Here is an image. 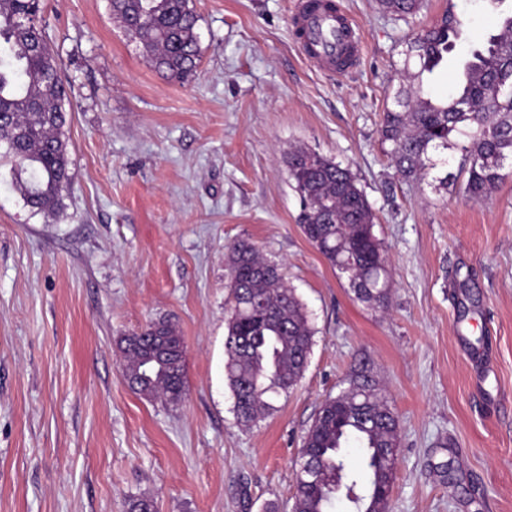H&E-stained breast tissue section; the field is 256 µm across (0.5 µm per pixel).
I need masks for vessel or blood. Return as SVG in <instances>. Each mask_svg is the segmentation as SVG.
<instances>
[{
	"label": "vessel or blood",
	"instance_id": "vessel-or-blood-1",
	"mask_svg": "<svg viewBox=\"0 0 512 512\" xmlns=\"http://www.w3.org/2000/svg\"><path fill=\"white\" fill-rule=\"evenodd\" d=\"M294 25L308 59L318 68L330 72L340 63L357 61L360 42L353 23L336 12L331 0H300Z\"/></svg>",
	"mask_w": 512,
	"mask_h": 512
}]
</instances>
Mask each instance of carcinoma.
Listing matches in <instances>:
<instances>
[{"instance_id": "1", "label": "carcinoma", "mask_w": 512, "mask_h": 512, "mask_svg": "<svg viewBox=\"0 0 512 512\" xmlns=\"http://www.w3.org/2000/svg\"><path fill=\"white\" fill-rule=\"evenodd\" d=\"M422 0H380L381 8L413 15ZM115 20L140 44L154 69L178 82L188 80L200 61L198 17L191 0H108ZM42 0H0V164L34 212L54 217L71 181L64 127L66 91L62 72L42 26ZM465 21L448 9L407 42L402 84L381 125L382 144L397 173L413 179L437 166L432 152L460 146L467 179L464 192L489 198L506 177L512 159V13L496 19L498 33L472 51L464 80L446 99L425 96L423 75L433 72L455 47ZM288 179L301 197L297 217L303 234L346 276L355 298L381 307L387 299L386 252L374 234L372 206L352 170L303 148L288 152ZM227 288L225 374L240 422L250 424L275 408L301 379L303 356L314 330L304 306L280 273L279 264L252 243L225 247ZM144 336L153 337L147 343ZM123 371L133 389L153 399L180 401L185 391V350L175 325L147 324L120 339ZM399 421L369 375L358 372L347 389L327 398L303 438L299 459L316 475L296 487L293 512H329L341 490L354 492L357 473L344 447L357 445L364 458L368 489L355 495V512H387L395 464L384 454L397 448Z\"/></svg>"}]
</instances>
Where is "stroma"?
<instances>
[{"label":"stroma","mask_w":512,"mask_h":512,"mask_svg":"<svg viewBox=\"0 0 512 512\" xmlns=\"http://www.w3.org/2000/svg\"><path fill=\"white\" fill-rule=\"evenodd\" d=\"M363 42L329 75L292 26L297 0H192L201 58L168 80L107 0H44L71 112L56 220L0 169V512H292L294 464L327 397L368 372L398 414L390 512H512V161L483 201L459 149L404 180L380 127L409 37L446 9L468 23L424 75L443 98L512 0H424L402 18L339 0ZM348 166L388 248L386 306L355 299L302 233L290 149ZM279 261L315 330L288 398L240 424L225 377V244ZM161 318L186 346L188 391L130 388L119 339Z\"/></svg>","instance_id":"obj_1"}]
</instances>
